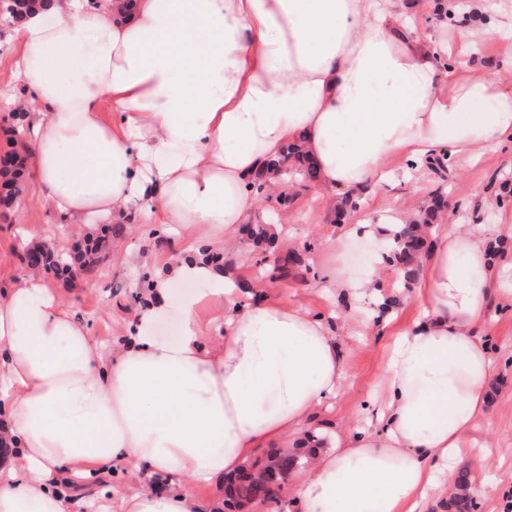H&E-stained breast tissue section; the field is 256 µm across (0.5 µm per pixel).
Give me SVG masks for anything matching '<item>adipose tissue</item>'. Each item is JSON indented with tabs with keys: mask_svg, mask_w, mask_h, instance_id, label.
I'll use <instances>...</instances> for the list:
<instances>
[{
	"mask_svg": "<svg viewBox=\"0 0 512 512\" xmlns=\"http://www.w3.org/2000/svg\"><path fill=\"white\" fill-rule=\"evenodd\" d=\"M10 43L27 189L63 224H108L135 202L141 223L207 227L223 248L260 206L249 183L280 184L270 162L287 144L319 188L354 197L389 181L393 156L474 162L478 144L512 143V89L476 73L441 96L448 48L403 0H46L21 11ZM428 234L422 313L387 347L377 425L294 474L295 512H428L488 415L491 303L512 297V266L490 259L486 233ZM174 310L176 336H158ZM347 378L324 318L243 301L199 261L159 274L111 348L24 276L0 293V512H70L115 465L167 480L122 512H202L197 484L301 445Z\"/></svg>",
	"mask_w": 512,
	"mask_h": 512,
	"instance_id": "1",
	"label": "adipose tissue"
}]
</instances>
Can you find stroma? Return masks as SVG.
I'll return each mask as SVG.
<instances>
[{
    "label": "stroma",
    "mask_w": 512,
    "mask_h": 512,
    "mask_svg": "<svg viewBox=\"0 0 512 512\" xmlns=\"http://www.w3.org/2000/svg\"><path fill=\"white\" fill-rule=\"evenodd\" d=\"M416 19L425 35L447 43L450 54L444 63L453 68L457 79L476 68L512 87V30L506 27L512 21V0H475L466 11L460 9L459 0H432L431 9L417 13ZM498 23L504 29L491 41L468 46L458 38L461 26ZM10 27L9 19L0 17V154L14 149L24 156L28 142L13 139L14 114L3 105L5 97L22 92L4 63L10 53ZM389 165L398 171V178L382 187L364 188L356 211H344L342 194L321 195L312 185L298 192L287 212L278 214L268 206L252 217L256 223L284 224L285 232L277 236L280 251L299 252L307 263L306 270L288 281L264 282L265 291L284 304L336 318L350 380L328 406L316 411L311 426L339 436L364 427L362 411L376 385L390 337L379 326L377 297L365 295L352 304L326 295L318 286L321 269L336 261L331 243L341 223L396 211L413 221L476 230L512 216V148L486 149L474 164L448 161L444 175L424 166L402 177L406 161L400 156L392 157ZM24 231L55 232L61 248L70 250L99 228L56 223L54 215L26 196L10 207H0V289L12 286L25 272L19 243ZM204 240L199 231L160 234L155 225L134 217L124 220L122 235L113 238L111 249L93 268L65 280L51 279L50 284L98 342L113 344L134 322L141 274L167 266L170 257L184 258L202 248ZM492 316L497 367L489 392L491 420L470 432L459 467L469 471L478 488L474 512H512V304L495 303Z\"/></svg>",
    "instance_id": "35a3bbf8"
}]
</instances>
